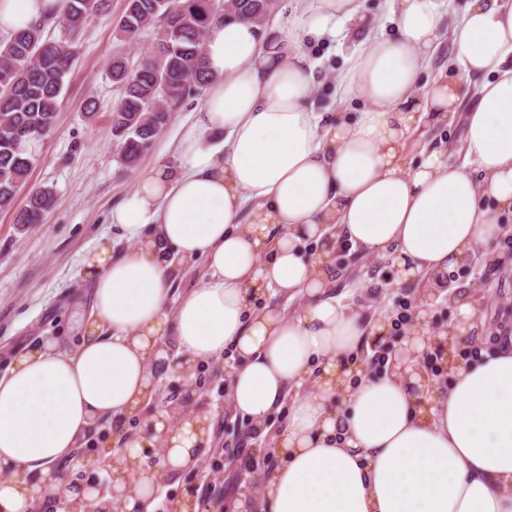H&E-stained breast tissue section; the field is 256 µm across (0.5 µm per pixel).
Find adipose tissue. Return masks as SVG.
I'll return each mask as SVG.
<instances>
[{
  "instance_id": "obj_1",
  "label": "adipose tissue",
  "mask_w": 512,
  "mask_h": 512,
  "mask_svg": "<svg viewBox=\"0 0 512 512\" xmlns=\"http://www.w3.org/2000/svg\"><path fill=\"white\" fill-rule=\"evenodd\" d=\"M397 35L365 38L338 79L353 120L312 108L314 65L292 25L267 34L235 18L203 43L205 99L184 127L186 165L142 174L85 256L91 304L81 339H47L0 374V512H35L38 479L73 460L99 421L126 420L150 397L167 337L191 364L235 357L230 398L260 425L288 411L282 464L265 512H512V332L450 368L426 398L417 377L343 370L372 324L330 290L326 262L301 245L335 225L343 243L386 258L402 277L464 264L512 215V0H469L447 71L423 79L438 40V0H389ZM67 0H0V36L58 22ZM462 113L464 162L409 159L424 124ZM252 225L243 228L244 210ZM203 260L178 293L167 252ZM299 297L298 314L250 307V289ZM154 429L158 469L191 466V423Z\"/></svg>"
}]
</instances>
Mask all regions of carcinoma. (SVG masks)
I'll list each match as a JSON object with an SVG mask.
<instances>
[{
	"mask_svg": "<svg viewBox=\"0 0 512 512\" xmlns=\"http://www.w3.org/2000/svg\"><path fill=\"white\" fill-rule=\"evenodd\" d=\"M109 0H70L59 22L62 36L43 37L38 24L25 33L0 37V208L14 203L20 186L35 162L24 144L38 139L58 119L64 77L78 49V37L93 19L106 15ZM270 0H245L241 18L263 26ZM207 0H127L119 21L121 38L132 42L160 20L151 56L127 77L126 60L112 58L108 74L121 89L112 110V134L118 139L119 159L132 168L169 119V103L190 88L205 85L202 73L203 33L214 21ZM48 187L32 191L15 216L21 226L40 224L53 205Z\"/></svg>",
	"mask_w": 512,
	"mask_h": 512,
	"instance_id": "1",
	"label": "carcinoma"
}]
</instances>
